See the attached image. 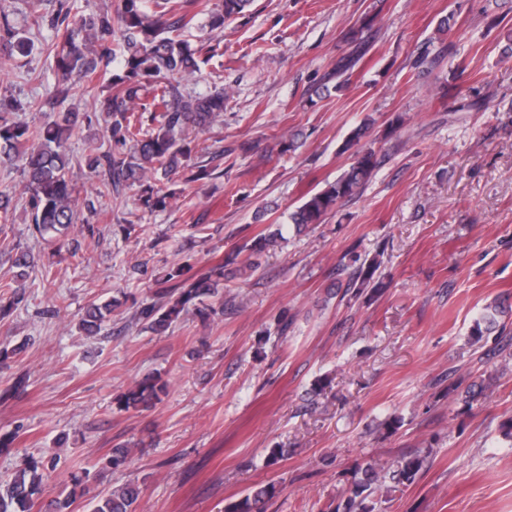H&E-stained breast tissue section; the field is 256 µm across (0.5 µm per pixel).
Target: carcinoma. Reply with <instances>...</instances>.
<instances>
[{
    "label": "carcinoma",
    "mask_w": 512,
    "mask_h": 512,
    "mask_svg": "<svg viewBox=\"0 0 512 512\" xmlns=\"http://www.w3.org/2000/svg\"><path fill=\"white\" fill-rule=\"evenodd\" d=\"M171 0H119L115 14H74L71 24L48 47L54 54L59 73L54 96L66 99L75 88L85 89L98 79V59L107 53L106 42L115 34L123 40V55L118 72L106 78L112 93L98 101L97 109L106 114V132L115 143H133V152L116 158L110 153L90 154L87 167L98 178L99 196L119 192L123 187L139 188L140 200L149 209L164 208L176 198L174 178L180 176L186 184L212 176L220 165L208 169L195 166L198 153L209 155L210 161L223 160L232 150L215 149L200 138L189 140L190 129L204 134L224 116V89L214 87L209 93L184 96L179 78L199 70L203 46H194L184 38L196 18L205 16L206 26L221 29L224 23L243 14L251 0H193L194 11L182 14L169 6ZM351 50L339 57L329 77L341 78L354 70L368 50L360 31L349 34ZM7 108L0 105V164L18 166L30 194L33 233L45 241L59 242L76 222V185L72 178L73 155L68 142L81 127L87 115L62 112L38 127H31L4 116ZM369 122L357 127L344 149H357L352 162L335 181L309 195L289 214L290 223L301 232L320 224L336 210L337 205L355 196L377 168L376 152L359 145ZM283 240L280 233L258 236L246 245L248 258L235 268L227 264L192 271L189 265L171 270L155 290V301L141 310L149 329L163 335L189 306L204 300H224L220 286L224 280L245 274L252 275L260 267L259 258L266 250ZM35 266L34 255L19 250L11 257L12 275L0 282L8 301L0 300V321L8 317L23 299L22 288ZM377 257L364 260L342 285V296L366 297L377 288ZM117 300L91 303L81 319V329L87 336H96L103 322L112 315ZM502 314L496 302L487 304L475 318L470 330L471 341L495 332L503 335L506 325L499 321ZM167 383L159 375L149 374L134 381L117 396L121 408L144 411L152 408L166 392ZM426 456L414 453L390 463L369 460L356 467L350 494L329 503L323 512H373L367 504L377 484L387 471L401 487L413 484L425 466ZM50 472L45 465L24 460L7 483L0 485V512H69L73 501L85 497L91 512H135L142 494L141 487L129 482L106 494L94 492L87 483L77 479L70 491L62 496H50ZM275 494V486L261 485L225 512H263L267 500Z\"/></svg>",
    "instance_id": "cac0c4a2"
}]
</instances>
